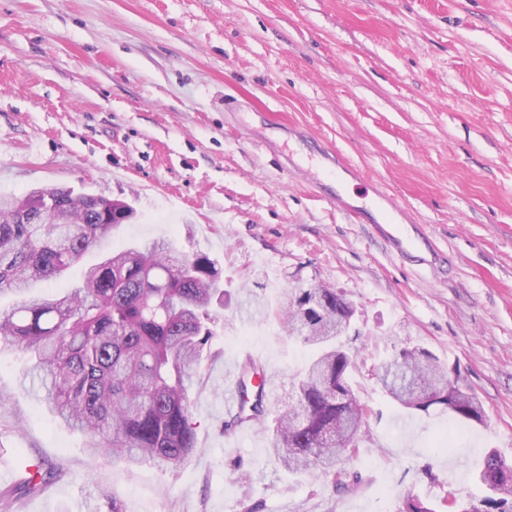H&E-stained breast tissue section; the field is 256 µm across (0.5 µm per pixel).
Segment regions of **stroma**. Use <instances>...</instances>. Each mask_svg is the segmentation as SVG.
<instances>
[{
	"mask_svg": "<svg viewBox=\"0 0 512 512\" xmlns=\"http://www.w3.org/2000/svg\"><path fill=\"white\" fill-rule=\"evenodd\" d=\"M300 135L357 169L335 177L347 200L377 186L424 225L437 266L351 223ZM42 186L136 208L84 265L159 239L213 259L224 327L188 388L197 452L175 471L91 458L0 348V490L25 479L22 457L57 472L11 512H86L103 493L123 512H400L408 496L448 512L485 496L487 453L512 464V0H0V196ZM310 286L356 309L370 415L347 492L284 470L264 424L225 437L224 366L246 354L278 386L270 414L287 411L311 349L276 309ZM407 344L486 422L393 402L373 373Z\"/></svg>",
	"mask_w": 512,
	"mask_h": 512,
	"instance_id": "1",
	"label": "stroma"
}]
</instances>
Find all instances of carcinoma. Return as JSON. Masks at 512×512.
Instances as JSON below:
<instances>
[{"instance_id":"carcinoma-1","label":"carcinoma","mask_w":512,"mask_h":512,"mask_svg":"<svg viewBox=\"0 0 512 512\" xmlns=\"http://www.w3.org/2000/svg\"><path fill=\"white\" fill-rule=\"evenodd\" d=\"M40 195L51 210L69 211L73 223L56 224L50 216L45 224H23L16 210L21 199L0 196V295L20 297L0 308V344L26 360L24 377L44 388L38 401L85 436L91 457L181 468L196 450L186 381L211 357V324L224 307L215 263L155 240L108 253L62 296L33 295L37 284L65 274L124 223L95 194L46 187ZM343 306L334 288L288 291L282 322L313 353L293 379L294 405L275 420L271 450L289 472L328 470L334 485L347 490L358 479L344 463L359 456L368 409L351 384L356 354L336 336ZM394 368L424 390L458 384L429 350L402 347L383 365L381 388L407 409L427 411L432 404L403 395L388 380ZM251 372L259 373L258 398L237 419L253 423L265 416L270 388L264 372L247 362L242 390ZM440 406L456 422L486 420L472 392L461 389ZM54 477L53 468L40 464L18 490L36 494ZM479 480L487 495L462 512H512V465L491 452Z\"/></svg>"}]
</instances>
